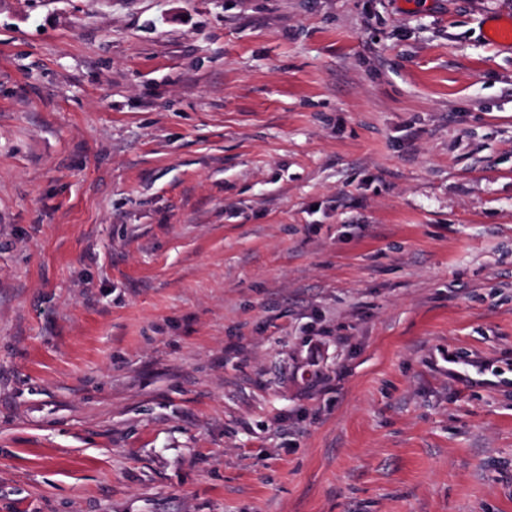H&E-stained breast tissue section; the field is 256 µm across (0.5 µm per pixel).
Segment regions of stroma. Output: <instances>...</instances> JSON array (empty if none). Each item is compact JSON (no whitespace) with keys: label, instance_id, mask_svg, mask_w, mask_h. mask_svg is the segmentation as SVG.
Listing matches in <instances>:
<instances>
[{"label":"stroma","instance_id":"1","mask_svg":"<svg viewBox=\"0 0 512 512\" xmlns=\"http://www.w3.org/2000/svg\"><path fill=\"white\" fill-rule=\"evenodd\" d=\"M512 0H0V512H512Z\"/></svg>","mask_w":512,"mask_h":512}]
</instances>
